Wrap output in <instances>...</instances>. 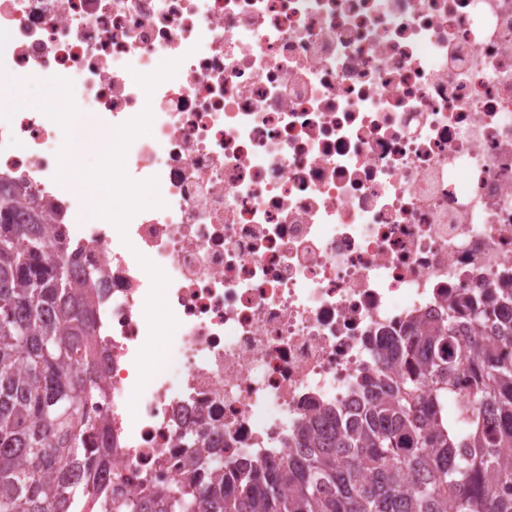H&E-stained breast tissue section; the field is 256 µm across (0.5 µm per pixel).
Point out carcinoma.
<instances>
[{
	"instance_id": "carcinoma-1",
	"label": "carcinoma",
	"mask_w": 512,
	"mask_h": 512,
	"mask_svg": "<svg viewBox=\"0 0 512 512\" xmlns=\"http://www.w3.org/2000/svg\"><path fill=\"white\" fill-rule=\"evenodd\" d=\"M46 204L28 223L0 201V512H95L89 488L104 448L85 447L86 401L105 391L94 340L97 280L72 279L47 234ZM512 288L465 297L448 319L401 340V378L368 377L363 403L301 429L298 451L269 467L234 466L224 492L213 453L190 455L191 490L161 491L129 512H512ZM469 325L460 354L456 320ZM462 387L453 421L437 406ZM492 472V479L486 474Z\"/></svg>"
}]
</instances>
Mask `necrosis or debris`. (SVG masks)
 Returning a JSON list of instances; mask_svg holds the SVG:
<instances>
[{"label":"necrosis or debris","instance_id":"obj_1","mask_svg":"<svg viewBox=\"0 0 512 512\" xmlns=\"http://www.w3.org/2000/svg\"><path fill=\"white\" fill-rule=\"evenodd\" d=\"M0 72L67 87L122 160L89 222L55 127L0 113V179L102 279L107 501L207 447L232 491L414 323L512 288V0H0Z\"/></svg>","mask_w":512,"mask_h":512}]
</instances>
